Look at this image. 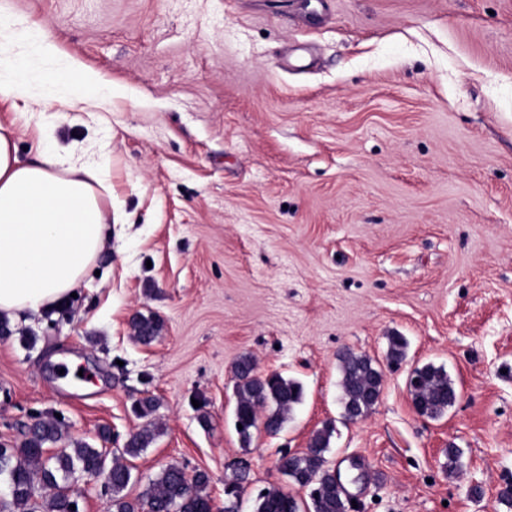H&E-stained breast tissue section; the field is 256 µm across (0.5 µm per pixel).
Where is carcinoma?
Listing matches in <instances>:
<instances>
[{"label":"carcinoma","instance_id":"1","mask_svg":"<svg viewBox=\"0 0 512 512\" xmlns=\"http://www.w3.org/2000/svg\"><path fill=\"white\" fill-rule=\"evenodd\" d=\"M133 329L138 342L150 345L158 337L161 324L153 316L139 315L133 319ZM232 373L237 395L235 424L242 425L238 430L242 443H250L260 412L269 406L274 410L267 415L264 428L270 434L278 433L285 416L302 400L301 386L278 373L268 378L257 376L248 357L238 359ZM416 373L419 384L412 390L415 406L428 417L442 416L457 400L448 375L432 365L418 368ZM382 381V372L371 358L352 351L343 353L340 387L344 411L367 415L381 395ZM330 435L328 428L319 430L306 451L284 454L278 460V468L286 477L312 489L310 512H344L346 492L324 457ZM63 436L62 420L52 418L35 425L20 447H0V481L8 487L7 496L0 498V512H72L68 491L78 474L103 476L109 512H143L145 508L150 512H211L213 508L206 493L209 476L203 471L190 477L185 468L169 465L138 498L130 500L123 491L132 479L131 467L112 453L76 442L72 448L45 455V445L57 443ZM154 439L153 430L142 429L125 442L122 454L136 458ZM247 481L248 473L243 470L225 485L227 499L222 512H238V498L232 494L243 492ZM253 512H301V506L296 498L272 486L258 494Z\"/></svg>","mask_w":512,"mask_h":512}]
</instances>
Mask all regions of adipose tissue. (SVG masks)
<instances>
[{
    "label": "adipose tissue",
    "instance_id": "adipose-tissue-1",
    "mask_svg": "<svg viewBox=\"0 0 512 512\" xmlns=\"http://www.w3.org/2000/svg\"><path fill=\"white\" fill-rule=\"evenodd\" d=\"M95 170L54 143L21 159L0 125V315L41 314L66 302L110 234Z\"/></svg>",
    "mask_w": 512,
    "mask_h": 512
}]
</instances>
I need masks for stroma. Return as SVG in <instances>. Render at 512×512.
Here are the masks:
<instances>
[{
	"label": "stroma",
	"instance_id": "1",
	"mask_svg": "<svg viewBox=\"0 0 512 512\" xmlns=\"http://www.w3.org/2000/svg\"><path fill=\"white\" fill-rule=\"evenodd\" d=\"M0 18L39 99L0 101L21 158L47 134L97 158L112 193V235L66 312L0 341V445L47 413L112 450L151 421L128 498L176 463L208 473L221 512L244 470L252 512L273 485L308 503L277 460L328 423L356 512H512V0H0ZM74 63L111 98L43 95L45 69ZM139 312L164 324L148 346ZM392 336L407 342L396 365ZM346 350L383 374L354 422ZM244 355L303 390L247 446L231 374ZM425 365L459 394L437 419L407 385ZM145 397L160 403L149 419Z\"/></svg>",
	"mask_w": 512,
	"mask_h": 512
}]
</instances>
